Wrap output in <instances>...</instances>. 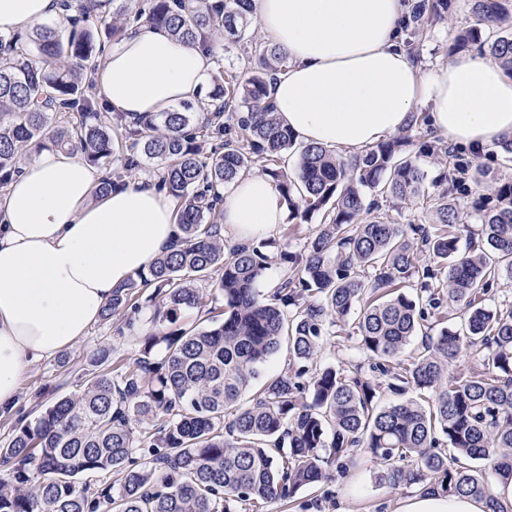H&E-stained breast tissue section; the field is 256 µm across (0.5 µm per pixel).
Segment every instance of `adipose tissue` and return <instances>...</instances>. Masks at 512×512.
I'll use <instances>...</instances> for the list:
<instances>
[{
    "label": "adipose tissue",
    "instance_id": "adipose-tissue-1",
    "mask_svg": "<svg viewBox=\"0 0 512 512\" xmlns=\"http://www.w3.org/2000/svg\"><path fill=\"white\" fill-rule=\"evenodd\" d=\"M402 0H258L270 43L288 57L271 88L276 113L302 143L356 155L407 127L417 107L448 142L496 148L512 139V75L474 52L421 70L399 29ZM58 0H0V36L58 15ZM214 60L199 45L139 24L94 81L110 111L133 118L198 101ZM83 154L47 148L0 188V409L15 404L32 363L86 336L112 291L170 252L172 198L142 179L100 194ZM283 200L259 174L224 193L223 224L244 245L283 223ZM466 495L413 494L397 512H484Z\"/></svg>",
    "mask_w": 512,
    "mask_h": 512
}]
</instances>
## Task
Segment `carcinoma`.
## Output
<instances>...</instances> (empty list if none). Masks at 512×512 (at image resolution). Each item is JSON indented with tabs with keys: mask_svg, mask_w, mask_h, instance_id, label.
<instances>
[{
	"mask_svg": "<svg viewBox=\"0 0 512 512\" xmlns=\"http://www.w3.org/2000/svg\"><path fill=\"white\" fill-rule=\"evenodd\" d=\"M112 0H60L73 13L67 35L41 24L0 37V187L19 172L31 145L80 150L105 167L99 192L124 182L141 159L157 162L158 187L176 200V248L113 291L102 317L142 303L154 331L134 366L94 358L84 389L16 420L0 443V512H265L302 489L345 473L365 453L393 489L468 495L485 512H512L482 481L481 464L512 477V301L485 304L501 273L512 275V178L465 158L414 117L396 136L346 157L296 146L270 99L286 56L266 41L251 49L243 79L218 72L202 119L188 103L128 119L100 111L92 74L105 58L95 31ZM119 42L142 21L210 49V36L244 39L254 0H137ZM483 27L455 30L450 51L489 54L512 72V0H470ZM451 0H415L401 26L413 49L448 17ZM79 114L62 125L56 117ZM409 146L416 158L399 159ZM298 148L296 170L281 166ZM419 158L441 164L429 200L430 224H388L366 192L400 201L420 195ZM277 181L289 219L321 224L297 254L265 245L224 247L221 197L252 164ZM279 164L274 169L267 163ZM475 172L484 192L468 186ZM476 230L460 245L455 225ZM272 295L257 284L272 265ZM414 279L416 293L401 291ZM224 296L223 318L189 321L201 285ZM461 325L448 327L444 303ZM437 318L443 327L431 334ZM348 330L364 360L321 367L336 330ZM421 338L409 358L407 347ZM299 364L261 377L282 346ZM482 367L448 378L464 354ZM395 400L380 404V390ZM88 474L104 479L89 486Z\"/></svg>",
	"mask_w": 512,
	"mask_h": 512,
	"instance_id": "1",
	"label": "carcinoma"
}]
</instances>
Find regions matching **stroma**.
<instances>
[{"mask_svg": "<svg viewBox=\"0 0 512 512\" xmlns=\"http://www.w3.org/2000/svg\"><path fill=\"white\" fill-rule=\"evenodd\" d=\"M476 23L468 0H458L456 11L438 22L420 43L419 65L428 69L448 63L451 59L448 46L454 30ZM423 168L429 182L423 187L422 197L384 203L380 214L386 222L406 225L430 221L424 198L434 192L431 180L438 168L430 160L424 161ZM152 316V308L146 307L136 313L125 311L112 319L98 320L74 347L27 367L13 409L0 412V441L7 440L16 419L35 420L57 398L82 389L92 375V360L98 352L106 350L112 360L132 362L138 355L141 336L152 328ZM408 495V490H394L380 482L375 463L363 455L348 473L336 475L328 489L299 491L295 512H395L399 502Z\"/></svg>", "mask_w": 512, "mask_h": 512, "instance_id": "stroma-1", "label": "stroma"}]
</instances>
